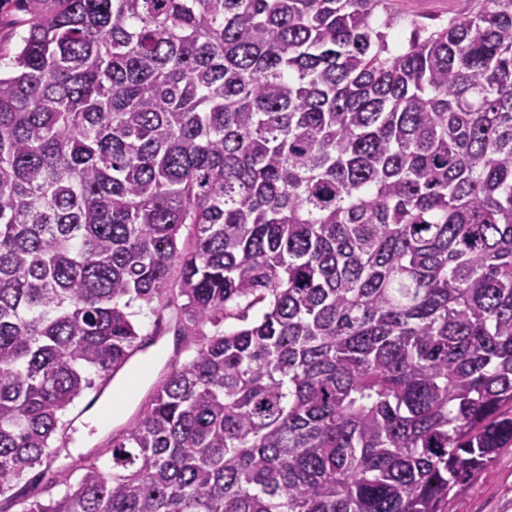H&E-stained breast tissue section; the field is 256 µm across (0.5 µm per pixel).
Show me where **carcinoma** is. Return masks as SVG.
Segmentation results:
<instances>
[{
  "instance_id": "1",
  "label": "carcinoma",
  "mask_w": 512,
  "mask_h": 512,
  "mask_svg": "<svg viewBox=\"0 0 512 512\" xmlns=\"http://www.w3.org/2000/svg\"><path fill=\"white\" fill-rule=\"evenodd\" d=\"M16 2L0 512H448L512 446V0L398 54L386 0ZM170 297L192 357L51 470Z\"/></svg>"
}]
</instances>
